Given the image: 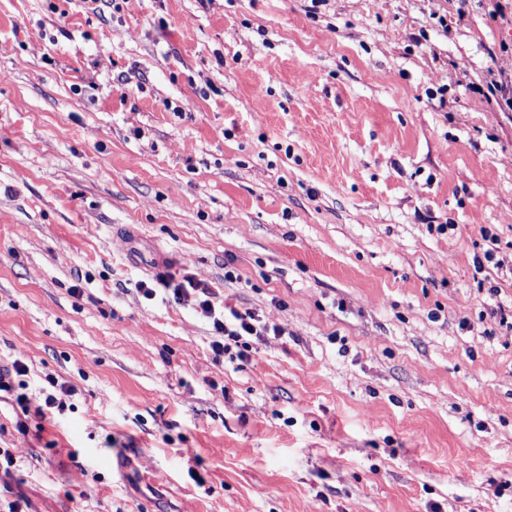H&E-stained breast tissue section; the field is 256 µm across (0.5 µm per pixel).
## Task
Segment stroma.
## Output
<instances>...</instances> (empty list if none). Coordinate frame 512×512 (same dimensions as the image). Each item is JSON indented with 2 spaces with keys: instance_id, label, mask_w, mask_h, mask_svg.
<instances>
[{
  "instance_id": "stroma-1",
  "label": "stroma",
  "mask_w": 512,
  "mask_h": 512,
  "mask_svg": "<svg viewBox=\"0 0 512 512\" xmlns=\"http://www.w3.org/2000/svg\"><path fill=\"white\" fill-rule=\"evenodd\" d=\"M489 11L0 0V366L77 388L0 396V512H512ZM157 253L254 315L247 358L143 294ZM47 383L52 392L42 389L39 397L30 398L26 393H20L16 396V402L21 407L23 413H30L34 408V415L41 419H54L56 415H60L65 409V401L62 396H72L76 393L73 385L60 383L54 377H47Z\"/></svg>"
}]
</instances>
